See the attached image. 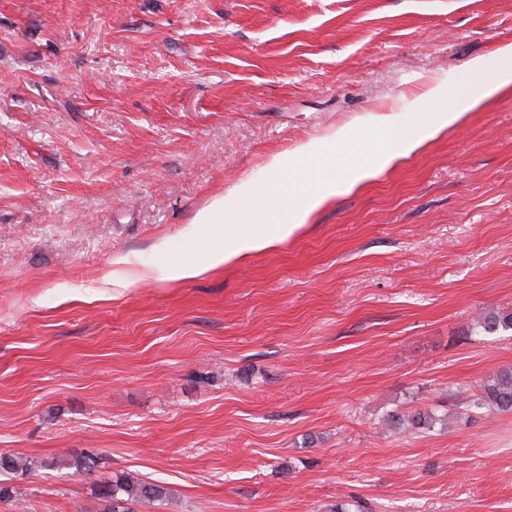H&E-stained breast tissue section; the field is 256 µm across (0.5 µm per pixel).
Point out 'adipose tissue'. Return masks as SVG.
Masks as SVG:
<instances>
[{"instance_id":"ef3b65f1","label":"adipose tissue","mask_w":512,"mask_h":512,"mask_svg":"<svg viewBox=\"0 0 512 512\" xmlns=\"http://www.w3.org/2000/svg\"><path fill=\"white\" fill-rule=\"evenodd\" d=\"M494 56L491 62L481 58L470 61V72L480 78L476 88L460 86L451 91L446 85L438 84L420 94V111L384 112L373 116V125L391 134L392 144L357 157L344 167H337L331 148L355 141L356 128L351 123L339 127L332 137L308 141L295 148L296 161L315 163V170L300 172L294 163H288L281 156L269 158L266 168L278 170L284 182L294 186L287 196L283 216L275 218L267 229L255 232L232 225L239 203L261 193L255 181L240 182L229 193L212 198L192 218L193 227L212 231L220 238L211 249L207 262H181L166 270L164 279L192 280L246 256L274 248L293 236L307 217L330 198L377 177L401 159L419 152L427 141L460 125L482 100L512 86V43L498 47Z\"/></svg>"}]
</instances>
